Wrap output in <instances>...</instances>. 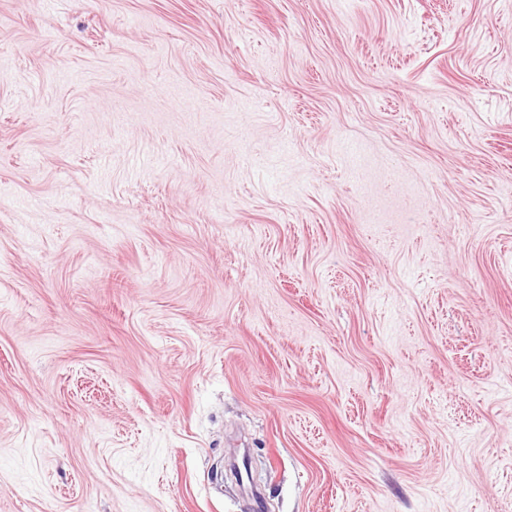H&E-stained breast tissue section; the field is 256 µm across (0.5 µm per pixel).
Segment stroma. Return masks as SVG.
<instances>
[{
  "instance_id": "obj_1",
  "label": "stroma",
  "mask_w": 512,
  "mask_h": 512,
  "mask_svg": "<svg viewBox=\"0 0 512 512\" xmlns=\"http://www.w3.org/2000/svg\"><path fill=\"white\" fill-rule=\"evenodd\" d=\"M512 512V0H0V512Z\"/></svg>"
}]
</instances>
